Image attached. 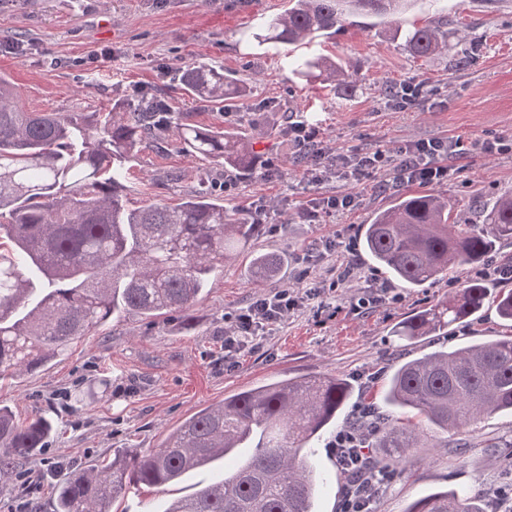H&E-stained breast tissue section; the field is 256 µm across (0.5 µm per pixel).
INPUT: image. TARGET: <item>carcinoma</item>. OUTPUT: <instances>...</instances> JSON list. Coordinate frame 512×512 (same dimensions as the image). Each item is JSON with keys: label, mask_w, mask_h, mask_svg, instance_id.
I'll return each instance as SVG.
<instances>
[{"label": "carcinoma", "mask_w": 512, "mask_h": 512, "mask_svg": "<svg viewBox=\"0 0 512 512\" xmlns=\"http://www.w3.org/2000/svg\"><path fill=\"white\" fill-rule=\"evenodd\" d=\"M411 0H288V9L262 18L248 39L259 46L309 45L330 37L350 16L394 18ZM414 57L448 52L442 23L402 29ZM293 73L307 82L352 75L320 56L303 57ZM185 90L212 102L247 98L249 85L205 63L188 65ZM165 101L154 93L110 112H36L22 106L0 76V376L22 374L56 358L74 340L125 315L157 317L189 310L224 263L236 258L254 224L224 208L208 190L169 207H139L127 197L128 163L141 148L176 135L183 152L210 167L249 175L258 166L250 135L182 121L158 123ZM512 240V193L471 216L454 213L432 193L395 197L363 225L364 253L406 288H421L463 265H481L497 244ZM281 257L255 254L248 276L276 282ZM493 301L512 322V289L492 295L488 283L469 280L461 291L394 325L406 340L440 336ZM391 410L372 435L383 457L370 469L389 478L407 470L424 428L452 431L467 444L472 422L512 412V335L418 358L397 360L381 387ZM351 383L336 376L300 377L231 394L186 418L160 445L125 451L81 467L54 486L53 512H112L131 487H161L189 472L253 449L232 475L172 502L163 512H314L326 477L306 449L348 419ZM54 431L43 414L15 421L0 405V484L39 456ZM479 489L434 491L407 512H485Z\"/></svg>", "instance_id": "1"}]
</instances>
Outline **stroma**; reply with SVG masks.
Masks as SVG:
<instances>
[{
	"label": "stroma",
	"mask_w": 512,
	"mask_h": 512,
	"mask_svg": "<svg viewBox=\"0 0 512 512\" xmlns=\"http://www.w3.org/2000/svg\"><path fill=\"white\" fill-rule=\"evenodd\" d=\"M287 6L288 0H0V75L14 83L27 109L102 112L141 89L163 93L175 117L203 127L242 122L270 131L254 142L262 167L237 178L224 198L241 215L263 212L264 222L192 308L109 321L44 367L0 380V403L17 419L25 422L41 412L54 424L43 454L0 486V512H52L53 485L72 469L156 447L185 418L230 394L292 377L336 376L353 383L355 402L370 401L378 398L397 354L419 357L512 333L490 305L475 319L449 326L444 336L414 344L391 336L397 322L479 278V266L463 267L425 288L388 281L363 252L359 232L371 214L392 203V173L313 181L306 167L292 166L294 146L284 133L290 122L303 120L341 155L456 141L461 150L448 157L454 170L448 180L408 183L405 191L444 195L461 214L511 192L512 0H415L401 16L403 25L448 22L447 54L428 59L414 58L404 40L376 20L344 25L311 45L353 74L351 87L333 92L287 71L283 50L241 40L249 22ZM468 42L477 45L478 61L455 66L454 54ZM104 47L112 51L111 62L93 61L92 51ZM194 62L249 82L245 104L227 110L187 94L182 74ZM410 80L441 94L399 109L380 92L382 83ZM477 141L494 143V151L475 155L470 147ZM269 163L277 175L267 176ZM201 173V162L168 137L161 148L137 153L130 199L176 204L198 187ZM338 192L358 196L359 206L343 214L320 212L322 198ZM329 240L335 250H326ZM254 250L283 256L277 285L304 301L265 333L259 349L241 351L228 368L224 328L265 292L244 274ZM348 265L353 271L347 276ZM318 284L325 293L308 298ZM362 298L369 306L359 307ZM188 319L193 329H185ZM314 460L328 477L316 512H341L344 473L326 445L315 448ZM236 466L229 459L170 486L130 489L115 507L159 512L165 500L192 494ZM503 479L495 454L484 449L420 448L412 454L410 473L384 488L372 509L406 512L429 489L487 490Z\"/></svg>",
	"instance_id": "35a3bbf8"
}]
</instances>
